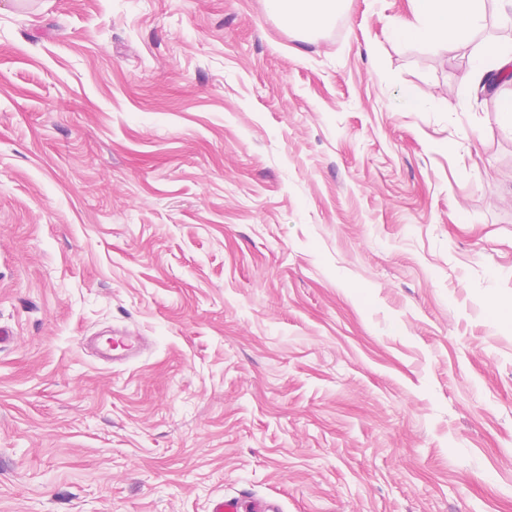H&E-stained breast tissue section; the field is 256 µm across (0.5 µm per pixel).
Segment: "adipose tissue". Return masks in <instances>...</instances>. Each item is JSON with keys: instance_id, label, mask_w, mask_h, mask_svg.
Instances as JSON below:
<instances>
[{"instance_id": "1", "label": "adipose tissue", "mask_w": 512, "mask_h": 512, "mask_svg": "<svg viewBox=\"0 0 512 512\" xmlns=\"http://www.w3.org/2000/svg\"><path fill=\"white\" fill-rule=\"evenodd\" d=\"M344 0H266L268 12L285 26L316 30L340 10ZM498 14L512 11V0H411L408 16L392 30L397 40L465 45L486 20L487 6Z\"/></svg>"}]
</instances>
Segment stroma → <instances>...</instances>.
I'll list each match as a JSON object with an SVG mask.
<instances>
[{
	"label": "stroma",
	"instance_id": "stroma-1",
	"mask_svg": "<svg viewBox=\"0 0 512 512\" xmlns=\"http://www.w3.org/2000/svg\"><path fill=\"white\" fill-rule=\"evenodd\" d=\"M409 11L0 0V512H512V13ZM344 0H266L268 12L289 28L316 30L336 16ZM410 14L392 30L396 40L466 45L486 20V2L499 15L512 12L511 0H411ZM244 502L246 500L240 497L228 498L222 496L212 502L210 512H278L277 509L271 503L263 502H249L252 509H244Z\"/></svg>",
	"mask_w": 512,
	"mask_h": 512
}]
</instances>
